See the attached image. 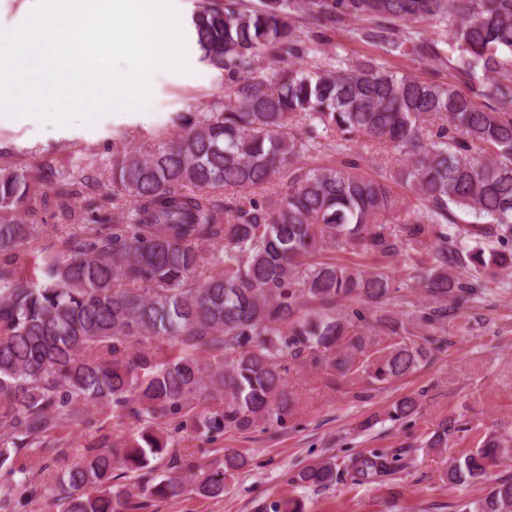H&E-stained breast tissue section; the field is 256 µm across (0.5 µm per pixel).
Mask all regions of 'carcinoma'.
Segmentation results:
<instances>
[{
	"label": "carcinoma",
	"instance_id": "1",
	"mask_svg": "<svg viewBox=\"0 0 512 512\" xmlns=\"http://www.w3.org/2000/svg\"><path fill=\"white\" fill-rule=\"evenodd\" d=\"M427 20L446 24V35L397 25ZM350 21L384 55L446 67L452 80H420L375 58L309 66ZM191 24L201 60L233 87L171 142L144 154L116 149L112 189L130 199L123 221L74 225L29 275L21 256L36 225L18 215L40 205L70 219L69 189L49 193L30 173L0 167V211L15 214L0 220V512H20L22 493L36 492L21 453L52 451L63 423H91L100 404L144 427L120 443L95 440L52 481L61 512L224 496L247 458L227 452L204 471L154 425L188 423L207 436L280 419L290 363L378 383L409 374L425 352L405 340L404 324L385 319L399 341L376 356L363 312L336 315L347 302L396 300L395 276L338 264L329 247L382 259L424 247L438 272L422 288L458 305L486 284L448 267L512 269V0H261L252 9L224 0L200 6ZM262 58L289 67L269 71ZM329 130L337 139L324 143ZM362 139L395 158L378 179L360 172ZM327 152L334 163L309 166ZM285 176L286 192L267 191ZM223 188L258 197L213 194ZM461 213L473 221L459 228ZM489 237L502 249L486 252ZM501 450L498 437L484 438L451 461L448 482L482 478ZM393 463L373 452L346 471L363 484ZM116 470L133 485L112 483ZM338 475L323 460L296 481L327 488ZM474 512H512V479L490 487Z\"/></svg>",
	"mask_w": 512,
	"mask_h": 512
}]
</instances>
